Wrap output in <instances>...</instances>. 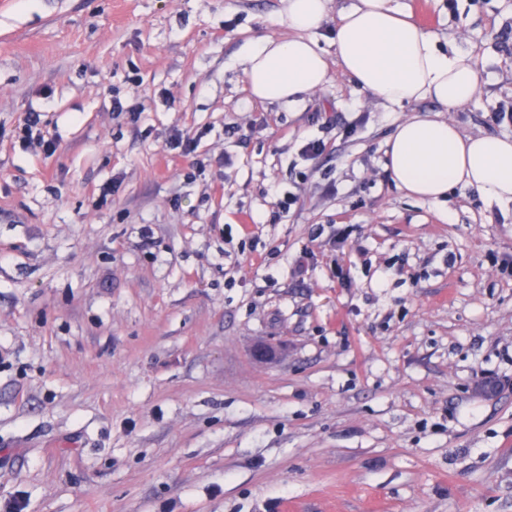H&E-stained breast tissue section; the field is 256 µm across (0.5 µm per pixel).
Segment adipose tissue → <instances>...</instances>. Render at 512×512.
<instances>
[{
	"instance_id": "1",
	"label": "adipose tissue",
	"mask_w": 512,
	"mask_h": 512,
	"mask_svg": "<svg viewBox=\"0 0 512 512\" xmlns=\"http://www.w3.org/2000/svg\"><path fill=\"white\" fill-rule=\"evenodd\" d=\"M332 0H285L291 36L246 41L239 59L251 97L294 105L329 81L338 66L360 90L401 105L429 100L443 115L415 114L386 142V169L410 197L438 202L453 187L475 191L490 205L512 202V137L465 135L446 119L483 90L477 61L459 47L444 51L418 25L404 0H354L340 12L336 60L328 62L314 40Z\"/></svg>"
}]
</instances>
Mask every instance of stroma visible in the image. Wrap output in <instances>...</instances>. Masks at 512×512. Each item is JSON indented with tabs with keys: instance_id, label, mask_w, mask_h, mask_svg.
<instances>
[{
	"instance_id": "obj_1",
	"label": "stroma",
	"mask_w": 512,
	"mask_h": 512,
	"mask_svg": "<svg viewBox=\"0 0 512 512\" xmlns=\"http://www.w3.org/2000/svg\"><path fill=\"white\" fill-rule=\"evenodd\" d=\"M405 2L511 136L512 0ZM280 10L0 0V512H512V207L390 180L431 102L253 100ZM39 122L40 119L38 113L28 112L24 118V125L22 127L23 139L28 142L36 139L37 143L43 148L44 153L50 156L56 150V142L54 139L45 140L44 136H42L40 132L36 134L35 137L33 136V129L37 127Z\"/></svg>"
}]
</instances>
